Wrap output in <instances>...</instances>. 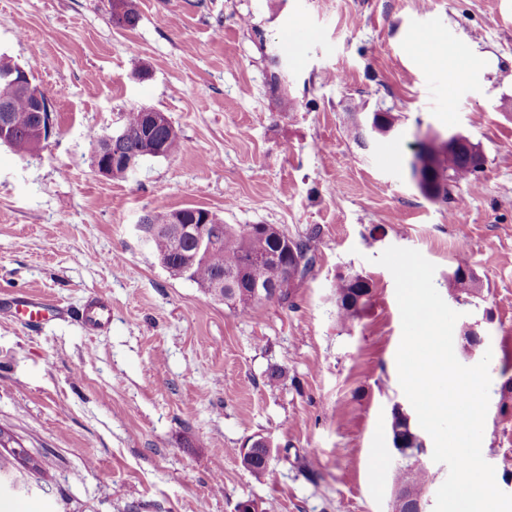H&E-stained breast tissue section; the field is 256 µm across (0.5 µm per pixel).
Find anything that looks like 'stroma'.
<instances>
[{
    "instance_id": "obj_1",
    "label": "stroma",
    "mask_w": 512,
    "mask_h": 512,
    "mask_svg": "<svg viewBox=\"0 0 512 512\" xmlns=\"http://www.w3.org/2000/svg\"><path fill=\"white\" fill-rule=\"evenodd\" d=\"M0 0V54L29 72L51 111L41 148L0 146V305L22 295L62 309L33 327L0 313V426L40 462L39 482L0 512H395L393 406L423 450L432 512L448 475L432 459L396 366L401 316L386 248L418 250L434 284L491 353L482 454L512 457V0ZM435 31L457 77L414 47ZM286 91L273 89L274 66ZM165 113L180 149L126 181L93 167L95 136L130 110ZM387 112L402 135L359 147L351 113ZM458 133L485 158L442 205L408 161L417 135ZM208 209L227 224H273L312 241L314 267L288 301L241 315L171 276L137 230L148 211ZM480 294L452 300L458 259ZM376 296L356 323L337 316V279ZM111 309L87 327L90 296ZM286 372L267 382L271 368ZM274 451L255 479L235 448ZM314 467L308 479L301 465Z\"/></svg>"
}]
</instances>
